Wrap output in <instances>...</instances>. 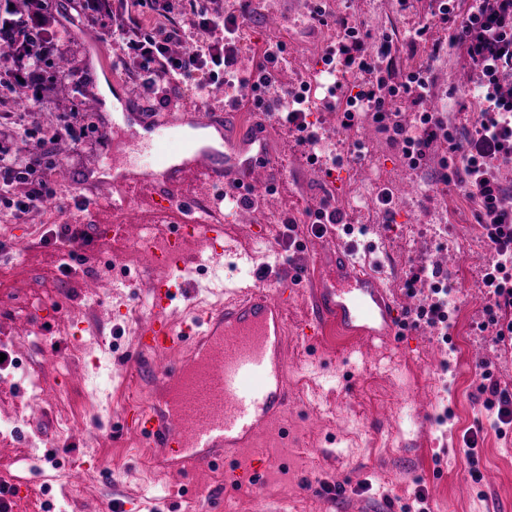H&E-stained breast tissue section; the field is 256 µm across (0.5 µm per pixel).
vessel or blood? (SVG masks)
I'll list each match as a JSON object with an SVG mask.
<instances>
[{
	"label": "vessel or blood",
	"instance_id": "b4317fda",
	"mask_svg": "<svg viewBox=\"0 0 512 512\" xmlns=\"http://www.w3.org/2000/svg\"><path fill=\"white\" fill-rule=\"evenodd\" d=\"M260 173L269 183L279 178L265 153V132L256 125L246 138L225 133L223 153L197 149L179 162L165 158L156 169L130 164L112 176L114 235H129L149 211L174 216L177 224L156 246L152 316L137 334L130 362L141 371L173 347L181 353L154 372L150 403L129 406L124 423L145 447L174 449L173 464L181 470L241 457L290 403L285 288L227 290L222 306L190 325H176L167 313L189 289L184 276L191 265L224 237L222 221L209 217L213 189L254 196ZM335 259V277L314 284L317 324L336 326L367 347L396 336L400 312L378 275L354 261L348 247L337 246ZM249 378L255 384L248 388Z\"/></svg>",
	"mask_w": 512,
	"mask_h": 512
}]
</instances>
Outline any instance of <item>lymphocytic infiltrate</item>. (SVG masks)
Segmentation results:
<instances>
[{
  "instance_id": "lymphocytic-infiltrate-1",
  "label": "lymphocytic infiltrate",
  "mask_w": 512,
  "mask_h": 512,
  "mask_svg": "<svg viewBox=\"0 0 512 512\" xmlns=\"http://www.w3.org/2000/svg\"><path fill=\"white\" fill-rule=\"evenodd\" d=\"M157 17L155 28L139 31L135 15ZM253 0H239L237 13L225 14L219 0H205L190 8L187 23L170 21V0H103L87 11L89 24L104 28L120 53L119 65H135L148 92L157 95L171 87H187L195 79L207 84H225L238 78L237 91L226 94L225 105L237 108L239 91L250 88L254 111L277 113L289 129L304 133L308 145H316L315 132L306 131L300 113L306 99L294 96L284 105L277 93V73L285 60L281 43H267L260 61L248 75L238 72L239 23L247 19ZM433 23L449 27L450 47L460 50L475 77L472 97H455L459 110L477 113L473 133L460 134L446 113L425 110L436 84V60L428 58L419 69L402 73L391 62L396 53L392 39L362 31L346 17L337 23L344 35L326 54L342 73L363 75L358 92L347 96L340 125L353 129L359 113L373 122L399 146L412 166L425 163L435 145L447 147L449 165L457 183L476 205L477 221L493 252L483 270L485 311L499 343H512V186L500 176L502 166L512 163V0H472L462 13L450 12L441 0L432 14ZM419 108L416 124L401 118L398 102ZM26 183L24 196H15L16 182ZM55 194L48 168L40 154L22 158L0 150V199L25 216Z\"/></svg>"
}]
</instances>
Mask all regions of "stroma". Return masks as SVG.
Segmentation results:
<instances>
[{
    "label": "stroma",
    "instance_id": "obj_1",
    "mask_svg": "<svg viewBox=\"0 0 512 512\" xmlns=\"http://www.w3.org/2000/svg\"><path fill=\"white\" fill-rule=\"evenodd\" d=\"M320 0H255L253 15L240 26L241 64L251 67L267 41H283L288 63L279 85L289 90L317 81L326 45L336 41V24L310 19ZM331 0V16H350L363 29L391 35L396 67L418 69L433 44L448 34L432 27L423 42L413 33L436 9V0ZM88 49L77 32L46 51L47 61L65 55L69 73L42 86L28 81L27 64L18 79L0 93V146L26 156L46 146V163L67 167L74 177L96 166L105 172L111 158H123L134 146V159L149 160V143L180 147L181 128L147 124L117 125L101 135L100 119L82 111L80 91L96 89L105 72L122 98L136 97L146 112L164 117L167 104L146 96L131 71H119L117 50L104 30ZM96 68H88L87 57ZM438 85L430 106L447 110V91L472 90L474 83L458 50L441 53ZM327 91L310 99L309 119L324 142L318 162L307 146L285 133L279 122L267 131L268 156L280 170L278 183L258 196L254 220L240 222L224 212V243L219 275L203 269L196 276L201 298L217 303L211 288L260 284L276 288L288 279L290 392L293 404L279 423L246 451L260 468L261 485L226 470H202L186 477L152 466L140 438L123 428L120 414L131 398H147L149 379L129 363L137 330L150 317L142 301L157 270L150 244L114 237L110 225L80 219L79 207L92 203L73 179L55 182L52 205L40 206L23 220L0 202V350L27 356L45 387L43 400L11 384L0 371V394L23 404L26 422L13 448L0 446V472L20 478L15 498L40 512L47 495L65 501V512H106L116 503L124 512H512V430L499 434L496 416L484 405L479 362L492 365L495 380L512 389V347L484 330L486 297L480 272L492 254L477 222L476 206L456 183H443L439 157L411 171L401 151L371 125L361 137L368 151L357 155L349 136L326 109ZM388 193L394 211L385 222L378 202ZM330 198L352 232L345 241L361 264L380 270L405 312L426 303L429 290L406 293L411 266L421 261L440 266L455 296L447 337L421 326L403 330L369 352L361 345L324 334L302 335L310 319L308 294L314 275H327L333 249L311 229L316 203ZM295 226H287V219ZM79 231L75 253L62 263L54 241L59 225ZM138 253L134 271L122 270L129 253ZM97 283L83 293L84 278ZM139 317H131L133 308ZM80 348L81 356L68 352ZM71 419L69 431L55 417ZM424 504H417V496Z\"/></svg>",
    "mask_w": 512,
    "mask_h": 512
}]
</instances>
